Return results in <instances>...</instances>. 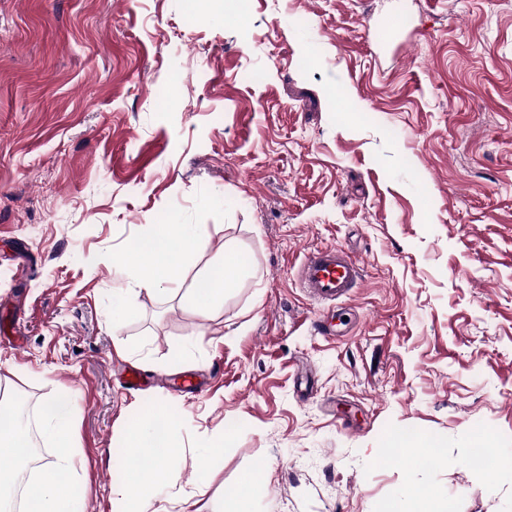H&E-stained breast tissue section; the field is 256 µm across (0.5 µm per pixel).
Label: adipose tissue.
I'll return each mask as SVG.
<instances>
[{
    "instance_id": "1",
    "label": "adipose tissue",
    "mask_w": 512,
    "mask_h": 512,
    "mask_svg": "<svg viewBox=\"0 0 512 512\" xmlns=\"http://www.w3.org/2000/svg\"><path fill=\"white\" fill-rule=\"evenodd\" d=\"M207 235L203 224H152L133 248L132 258H121L120 263L132 267L140 290L157 294L163 286L180 282L185 259L201 250ZM242 263L236 249L225 248L222 267L207 272L187 290L196 311L209 314L223 301L224 290ZM72 414L70 405L45 403L47 434L56 455L44 464L26 512H82L83 496L72 479ZM175 425V415L164 411L130 423L125 448L112 456V468L122 476L116 512H149L150 491L164 481L163 463L176 450L171 437Z\"/></svg>"
}]
</instances>
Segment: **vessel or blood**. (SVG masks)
Wrapping results in <instances>:
<instances>
[{"mask_svg":"<svg viewBox=\"0 0 512 512\" xmlns=\"http://www.w3.org/2000/svg\"><path fill=\"white\" fill-rule=\"evenodd\" d=\"M362 277L357 259L334 247L310 251L299 267L301 288L316 302L330 305L356 288Z\"/></svg>","mask_w":512,"mask_h":512,"instance_id":"b4317fda","label":"vessel or blood"}]
</instances>
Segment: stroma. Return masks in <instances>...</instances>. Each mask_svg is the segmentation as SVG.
<instances>
[{
	"label": "stroma",
	"instance_id": "1",
	"mask_svg": "<svg viewBox=\"0 0 512 512\" xmlns=\"http://www.w3.org/2000/svg\"><path fill=\"white\" fill-rule=\"evenodd\" d=\"M147 224L208 227L179 291L113 272ZM322 247L363 268L330 308L298 281ZM0 323V388L74 409L86 512L157 405L154 512H224L255 470L250 512H512V0H0ZM397 430L436 457H385ZM243 259L239 252L224 247V264L198 278L191 288L187 289V297L196 311L208 315L220 302L224 301L226 289L237 275ZM435 502L428 492H414L408 498L388 501L383 505L382 512H446L449 510H433Z\"/></svg>",
	"mask_w": 512,
	"mask_h": 512
}]
</instances>
